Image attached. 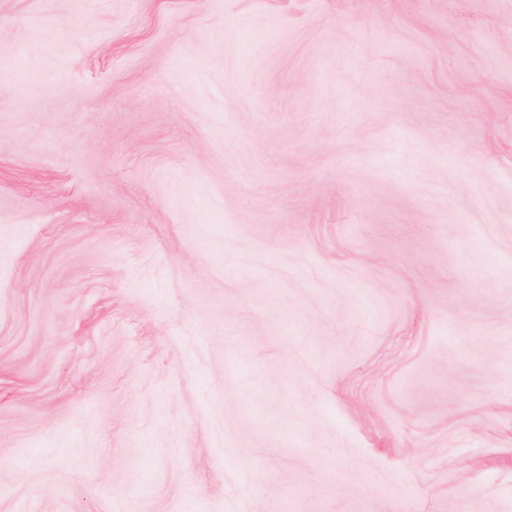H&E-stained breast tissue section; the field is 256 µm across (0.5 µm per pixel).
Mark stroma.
Here are the masks:
<instances>
[{
    "label": "stroma",
    "mask_w": 512,
    "mask_h": 512,
    "mask_svg": "<svg viewBox=\"0 0 512 512\" xmlns=\"http://www.w3.org/2000/svg\"><path fill=\"white\" fill-rule=\"evenodd\" d=\"M0 512H512V0H0Z\"/></svg>",
    "instance_id": "obj_1"
}]
</instances>
